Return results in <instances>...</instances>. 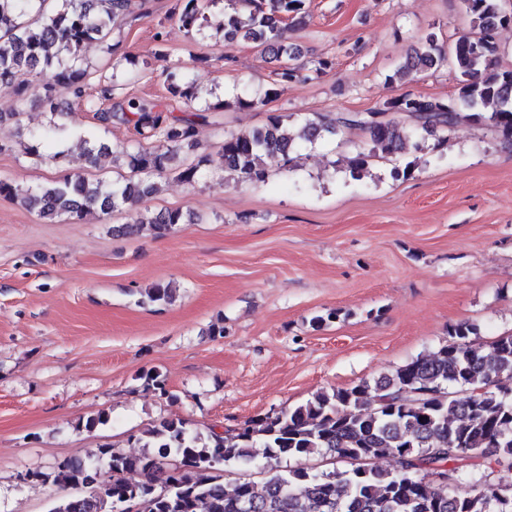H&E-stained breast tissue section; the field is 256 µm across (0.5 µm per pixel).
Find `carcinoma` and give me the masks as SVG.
Here are the masks:
<instances>
[{
	"mask_svg": "<svg viewBox=\"0 0 512 512\" xmlns=\"http://www.w3.org/2000/svg\"><path fill=\"white\" fill-rule=\"evenodd\" d=\"M0 0V82L13 83L18 95L37 92L45 111L61 117L60 98L85 100L90 72L81 49L104 41L129 11V0ZM209 0H181L177 20L187 31L207 21ZM469 35L448 47L430 33L412 48L395 76L402 80L432 68L455 73L454 95L439 100L406 94L388 98L360 116L344 113L304 115L294 122L274 114L266 125L224 134L218 157L203 154L178 160L195 150L194 116H177L156 104L113 100L114 84L101 86L110 102L96 107L98 120L133 126L136 138L111 147L98 138L85 141L80 168L112 157L131 176L112 183L68 173L48 186L23 189L0 179V197L21 200L45 220L64 217L78 223L98 209L109 214L156 194L160 178L174 176L193 185L206 170L221 169L237 181L262 183L264 158L283 157L346 129L369 134L371 147L349 161L351 176L368 172L372 159L395 158L420 148L418 135L452 131L464 121L486 122L512 145V69L496 65L497 29L512 24L505 0H461ZM304 0H229L224 12V41H248L284 64L274 73L273 88L262 97H236L241 108L265 105L277 87L302 77L305 64L286 37V25L302 23ZM168 92L188 101L193 84L177 64L162 68ZM406 116L402 129L387 115ZM184 223L179 208L164 209L146 221L156 236ZM464 323L453 341L421 355L380 380L316 393L305 403L273 416L250 420L234 431L204 430L187 420H162L137 438L141 453L130 455L101 446L85 459L63 462L48 475L31 478L72 489L52 502L48 512H123L130 501L137 512H512V485L487 478L482 468L512 466V395L495 382L512 377V335L488 345L469 340ZM262 449L268 464L262 488L250 481H224V466L247 465ZM322 456L350 464L344 470L310 472L280 468L284 461ZM386 456L399 468L386 470L372 461ZM136 473L139 479L127 477ZM423 476H417V473ZM469 486L462 493L460 488Z\"/></svg>",
	"mask_w": 512,
	"mask_h": 512,
	"instance_id": "carcinoma-1",
	"label": "carcinoma"
}]
</instances>
